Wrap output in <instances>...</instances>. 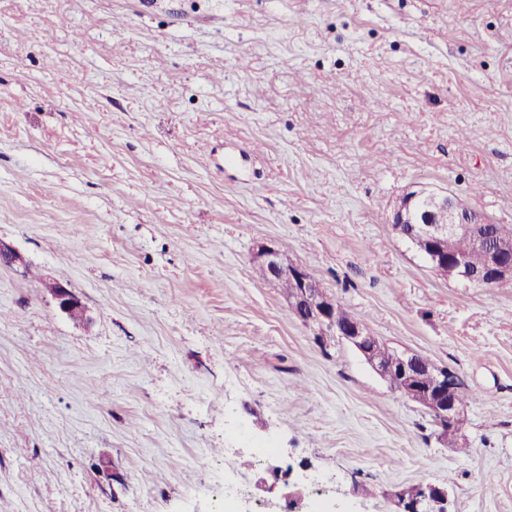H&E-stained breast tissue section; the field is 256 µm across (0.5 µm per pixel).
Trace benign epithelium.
I'll return each mask as SVG.
<instances>
[{
    "mask_svg": "<svg viewBox=\"0 0 512 512\" xmlns=\"http://www.w3.org/2000/svg\"><path fill=\"white\" fill-rule=\"evenodd\" d=\"M392 223L412 226L413 241L427 248L428 264L442 276H459L474 285L512 280V244L491 240L490 225L477 219L446 191L408 193L394 209ZM450 237L463 242V248L452 255L441 249V243ZM472 249L485 254L480 268L469 263L468 252ZM252 261L264 281L275 284L286 279L295 284L288 309L305 326L340 336L383 380L398 381L407 399L424 406L438 421L461 426L463 406L457 400L460 383L455 373L414 353L394 351L385 359L374 356L363 323L355 317L337 322L333 317L334 300L323 296L306 267L285 260L278 250L265 244L256 247ZM51 291L63 313L74 319L86 317L81 300L68 284L55 281ZM394 503L396 512H449L448 489L419 484L412 494L405 489L396 491Z\"/></svg>",
    "mask_w": 512,
    "mask_h": 512,
    "instance_id": "obj_1",
    "label": "benign epithelium"
}]
</instances>
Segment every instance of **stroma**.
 I'll list each match as a JSON object with an SVG mask.
<instances>
[{"label": "stroma", "instance_id": "stroma-1", "mask_svg": "<svg viewBox=\"0 0 512 512\" xmlns=\"http://www.w3.org/2000/svg\"><path fill=\"white\" fill-rule=\"evenodd\" d=\"M423 187L512 224V0H0V512H216L229 475L238 512H512V288L394 232ZM261 243L458 375L468 454ZM57 307L74 319L86 317L85 308L79 297L73 293L67 283L55 281L50 287ZM410 495L406 489L394 493L397 507L393 512H450L448 510V489L434 484H418Z\"/></svg>", "mask_w": 512, "mask_h": 512}]
</instances>
